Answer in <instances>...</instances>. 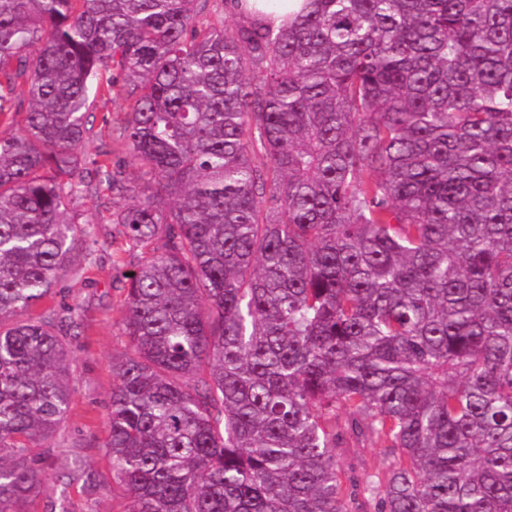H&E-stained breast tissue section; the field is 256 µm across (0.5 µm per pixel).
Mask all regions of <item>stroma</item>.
<instances>
[{
  "instance_id": "obj_1",
  "label": "stroma",
  "mask_w": 512,
  "mask_h": 512,
  "mask_svg": "<svg viewBox=\"0 0 512 512\" xmlns=\"http://www.w3.org/2000/svg\"><path fill=\"white\" fill-rule=\"evenodd\" d=\"M100 199L87 200L82 221L96 227L97 244L92 256L78 254L68 275L56 288L55 299L44 311L62 313L73 308L78 318L70 330L72 375L68 417L50 441L40 449L39 463L48 467L58 456L78 460L83 475L71 478L52 472L39 489L32 512H127L129 503L115 484H104L111 464L103 447L108 433L112 394V368L128 353L119 320L125 293L122 275L139 260L124 254L115 261L113 243L121 228L102 222Z\"/></svg>"
}]
</instances>
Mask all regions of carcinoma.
I'll return each mask as SVG.
<instances>
[{
  "label": "carcinoma",
  "instance_id": "obj_1",
  "mask_svg": "<svg viewBox=\"0 0 512 512\" xmlns=\"http://www.w3.org/2000/svg\"><path fill=\"white\" fill-rule=\"evenodd\" d=\"M206 2L0 0V512L67 417L72 309H33L102 188L123 252L163 241L103 444L128 512H512V0ZM108 95L135 177L85 152ZM246 3H233L235 11L245 9L248 15L256 20L273 22L275 26L281 25L288 13L299 10L303 0H243Z\"/></svg>",
  "mask_w": 512,
  "mask_h": 512
}]
</instances>
